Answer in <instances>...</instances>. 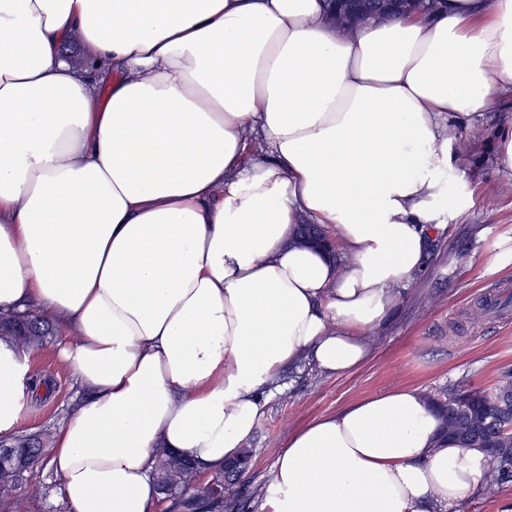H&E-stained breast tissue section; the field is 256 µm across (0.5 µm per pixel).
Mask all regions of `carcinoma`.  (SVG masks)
I'll list each match as a JSON object with an SVG mask.
<instances>
[{"label": "carcinoma", "mask_w": 512, "mask_h": 512, "mask_svg": "<svg viewBox=\"0 0 512 512\" xmlns=\"http://www.w3.org/2000/svg\"><path fill=\"white\" fill-rule=\"evenodd\" d=\"M50 335L48 321L34 314L0 316V339H13L23 346L41 347ZM441 418V433L451 436L469 448H481L497 464L498 470L509 473L508 462L501 458L502 449L512 448V381L499 384L490 393L451 392L439 402L430 397ZM3 444L14 448L15 455L0 457V499L15 512L22 505L42 496L37 485H23L25 472L35 463L48 458L50 440L16 436ZM253 449L244 448L230 459L234 469L227 478L222 471L208 486L197 484L194 463L166 448L156 450L154 475L159 492L171 493L173 505L181 512H247L244 478L253 465Z\"/></svg>", "instance_id": "cac0c4a2"}]
</instances>
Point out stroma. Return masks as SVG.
Returning <instances> with one entry per match:
<instances>
[{"mask_svg":"<svg viewBox=\"0 0 512 512\" xmlns=\"http://www.w3.org/2000/svg\"><path fill=\"white\" fill-rule=\"evenodd\" d=\"M512 123V87L493 110L448 128L460 153L448 171V194L456 201L447 229L432 245L426 267L402 293L398 307L377 334L371 358L361 367L330 375L305 360L285 370L277 389L265 393L248 447L254 465L245 482L251 512H271L267 491L278 455L289 436L316 418L394 387L446 397L449 391L491 390L512 380V315L474 325L473 301L494 292L512 300V265H490L512 237V170L498 162L499 131ZM32 371L50 383L48 398H27L18 423L21 435H56L80 399L74 376L59 361L55 342L36 351ZM29 482L41 487L27 512H66L50 462L34 465ZM453 512H512V479L489 470L484 488L459 501Z\"/></svg>","mask_w":512,"mask_h":512,"instance_id":"obj_1","label":"stroma"}]
</instances>
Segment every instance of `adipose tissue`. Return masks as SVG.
<instances>
[{"label":"adipose tissue","mask_w":512,"mask_h":512,"mask_svg":"<svg viewBox=\"0 0 512 512\" xmlns=\"http://www.w3.org/2000/svg\"><path fill=\"white\" fill-rule=\"evenodd\" d=\"M509 84L512 0L347 35L324 0H0V313L65 332L68 512H153L156 449L222 469L281 371L360 367L446 228L448 117ZM306 222L341 260L297 242ZM29 354L0 340V434ZM439 429L413 388L321 416L269 504L448 512L490 459Z\"/></svg>","instance_id":"obj_1"}]
</instances>
